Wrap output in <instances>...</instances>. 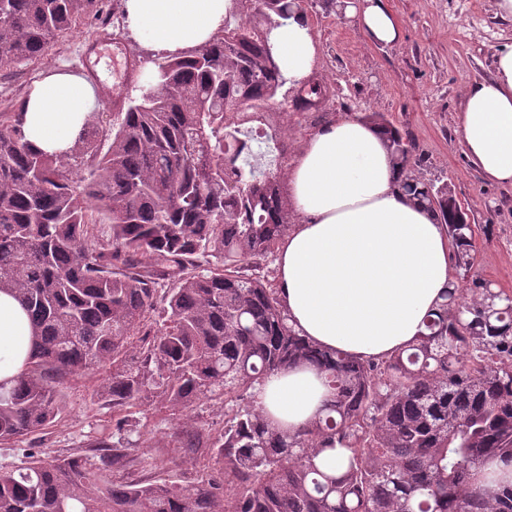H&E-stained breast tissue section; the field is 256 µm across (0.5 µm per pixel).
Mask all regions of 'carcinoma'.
<instances>
[{"label":"carcinoma","mask_w":512,"mask_h":512,"mask_svg":"<svg viewBox=\"0 0 512 512\" xmlns=\"http://www.w3.org/2000/svg\"><path fill=\"white\" fill-rule=\"evenodd\" d=\"M0 4V70L44 56L103 12V0ZM308 6L232 0L211 43L163 57L112 132L88 121L64 158L30 147L21 113L0 124V291L21 301L35 332L23 370L0 382V444L55 423L66 384L107 364L101 393L116 438L91 456L32 454L0 468V512H512L511 483L478 485L488 460L512 464L506 292L479 278L470 301L445 291L415 342L372 361L299 336L265 274L295 220L281 186L288 143L270 125L277 155L254 159L253 128L234 106L263 121L278 113L287 79L268 35ZM292 92L305 121L335 95L309 77ZM362 117L385 137L399 191L445 225L455 279L475 275L476 225L448 223V184L422 176L408 130L380 112ZM72 162L85 166L78 184ZM300 363L324 373L333 399L288 433L254 391ZM210 397L237 409L218 434L182 431L183 447L208 455L194 477L93 483L136 463L122 437L133 408L179 411ZM337 446L342 467L327 473L316 458Z\"/></svg>","instance_id":"carcinoma-1"}]
</instances>
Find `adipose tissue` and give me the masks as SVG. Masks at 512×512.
<instances>
[{
  "mask_svg": "<svg viewBox=\"0 0 512 512\" xmlns=\"http://www.w3.org/2000/svg\"><path fill=\"white\" fill-rule=\"evenodd\" d=\"M230 0H124L129 30L167 55L207 45L224 25ZM346 14L371 42L393 43L400 26L386 0H350ZM272 54L289 82L311 72L318 40L305 14L269 33ZM495 76L467 85L459 135L484 178L512 185V44L494 55ZM87 77L55 71L34 84L23 108L26 141L48 155L69 152L97 105ZM397 173L380 131L360 114L318 127L295 153L288 197L297 215L281 240L276 280L290 324L328 349L380 359L424 329L453 279L451 243L431 212L397 189ZM32 336L18 300L0 292V382L24 367ZM330 393L302 365L255 391L257 406L282 430L322 414Z\"/></svg>",
  "mask_w": 512,
  "mask_h": 512,
  "instance_id": "ef3b65f1",
  "label": "adipose tissue"
}]
</instances>
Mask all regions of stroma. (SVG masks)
Wrapping results in <instances>:
<instances>
[{"mask_svg":"<svg viewBox=\"0 0 512 512\" xmlns=\"http://www.w3.org/2000/svg\"><path fill=\"white\" fill-rule=\"evenodd\" d=\"M314 2L308 12L319 42L313 71L336 91L324 116L382 112L408 129L422 152V175L448 182L476 224L493 218L491 234L476 235V272L512 291V186L484 180L466 156L457 132L462 89L467 83L492 78L496 50L512 43V20L497 16L491 0H387L402 33L396 43L378 44L369 41L344 12L324 9L323 0ZM104 26L114 39L93 52L94 36ZM160 57L130 32L122 0H105L100 20L85 21L58 38L40 59L0 71V113L13 111L52 71L85 74L99 67L103 77L95 114L111 124L110 95L124 96L145 83L156 72ZM107 374V368L101 367L68 384L65 413L13 447H0V467L21 465L30 449L42 457L84 453L111 438L112 406L100 395ZM225 412L220 399L201 400L178 417L157 404L139 407L130 435L129 453L136 465L129 480L193 476L198 454L189 448L176 450L177 460L172 463L165 448L184 427L203 423L220 431Z\"/></svg>","mask_w":512,"mask_h":512,"instance_id":"1","label":"stroma"}]
</instances>
